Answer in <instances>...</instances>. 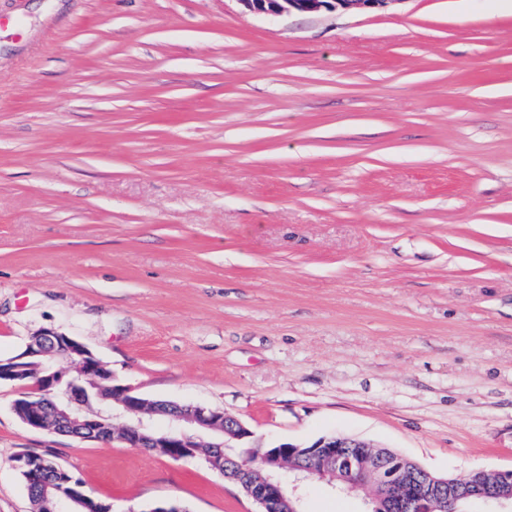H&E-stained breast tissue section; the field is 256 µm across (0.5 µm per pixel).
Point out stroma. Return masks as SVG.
I'll list each match as a JSON object with an SVG mask.
<instances>
[{
  "label": "stroma",
  "mask_w": 512,
  "mask_h": 512,
  "mask_svg": "<svg viewBox=\"0 0 512 512\" xmlns=\"http://www.w3.org/2000/svg\"><path fill=\"white\" fill-rule=\"evenodd\" d=\"M42 329L250 447L511 468L512 0H0V357ZM17 395L0 512H30L14 459L46 451L112 512H254L204 460L31 429ZM250 12L265 15L284 13L336 12L349 9L373 10L397 0H239Z\"/></svg>",
  "instance_id": "1"
}]
</instances>
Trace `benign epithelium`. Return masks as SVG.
<instances>
[{"label": "benign epithelium", "mask_w": 512, "mask_h": 512, "mask_svg": "<svg viewBox=\"0 0 512 512\" xmlns=\"http://www.w3.org/2000/svg\"><path fill=\"white\" fill-rule=\"evenodd\" d=\"M256 14L336 12L349 9L373 10L385 7L392 0H239ZM44 356L47 364L61 358L75 372L68 380L53 371L47 382L34 389L32 398L44 399V407L23 414L24 423L36 430L48 427L52 415L56 429L80 440L117 438L132 448H150L175 461L199 456L225 479L237 484L257 507L256 512H296L286 494L279 475L288 467V460L300 456L305 463L299 470L304 478H319L334 485L343 482L348 489L373 485L392 497L407 512H448L455 505L473 496V491L456 481L438 478L426 471L410 467L401 456L385 448H375L357 439L335 435L323 437L302 447L278 443L249 449L245 457L229 455L228 448L252 436L238 419L216 408L198 405L180 406L171 402L150 401L130 387L113 384L112 371L94 353L73 336L43 330L18 353L0 359V383L17 379L19 364ZM98 388L100 419L87 416L90 397L86 383ZM121 408L130 419L115 428L101 421L110 415V403ZM46 512L56 508L61 488L53 482L39 483ZM486 495L512 504V469L493 473Z\"/></svg>", "instance_id": "benign-epithelium-1"}]
</instances>
